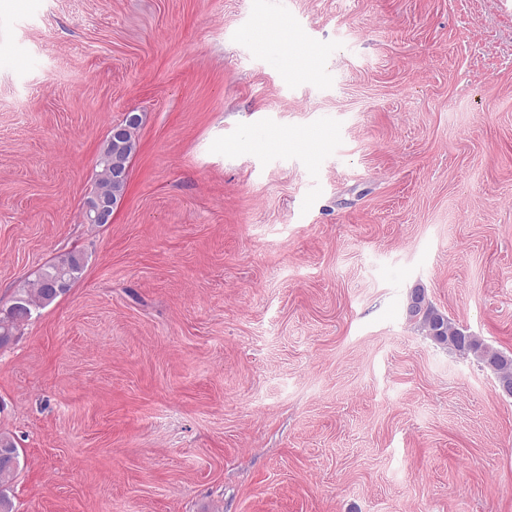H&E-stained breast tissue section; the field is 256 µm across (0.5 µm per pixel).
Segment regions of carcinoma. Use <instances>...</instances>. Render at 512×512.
Here are the masks:
<instances>
[{
    "instance_id": "cac0c4a2",
    "label": "carcinoma",
    "mask_w": 512,
    "mask_h": 512,
    "mask_svg": "<svg viewBox=\"0 0 512 512\" xmlns=\"http://www.w3.org/2000/svg\"><path fill=\"white\" fill-rule=\"evenodd\" d=\"M127 181L112 182L103 168L96 174L92 188L119 199L124 194ZM85 267L83 256L72 251L62 253L40 267L32 280L18 288L13 299L18 306L0 309V347L8 345L21 328L32 318L33 313L51 305L65 295L72 284L82 275ZM416 292H411L408 313L419 322L420 329L435 343L456 350L462 357H471L478 364L491 358L498 359L493 374L497 383L512 382V354L488 344L483 338L474 336L453 323L438 310L423 311L414 304ZM19 469H12L0 463V512H15L11 487Z\"/></svg>"
}]
</instances>
